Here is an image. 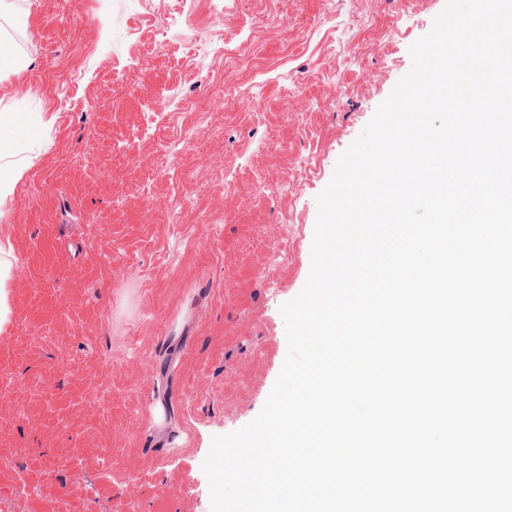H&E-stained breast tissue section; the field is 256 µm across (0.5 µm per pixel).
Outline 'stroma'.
Instances as JSON below:
<instances>
[{"label": "stroma", "instance_id": "35a3bbf8", "mask_svg": "<svg viewBox=\"0 0 512 512\" xmlns=\"http://www.w3.org/2000/svg\"><path fill=\"white\" fill-rule=\"evenodd\" d=\"M445 3L0 5L27 63L0 164H30L0 203V512H211L202 464L279 375L316 198Z\"/></svg>", "mask_w": 512, "mask_h": 512}]
</instances>
